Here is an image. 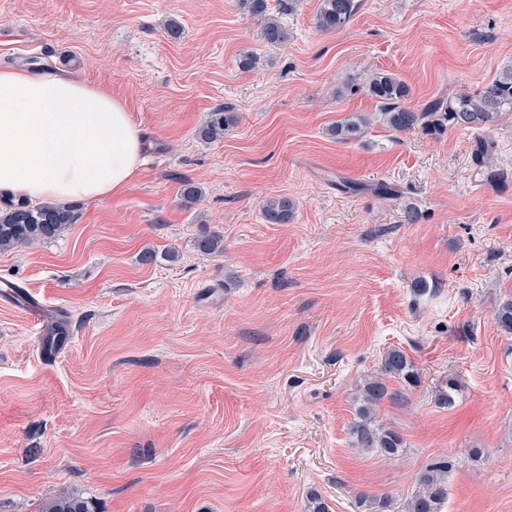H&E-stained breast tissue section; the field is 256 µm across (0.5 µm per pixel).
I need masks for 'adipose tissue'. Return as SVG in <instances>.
Listing matches in <instances>:
<instances>
[{
  "mask_svg": "<svg viewBox=\"0 0 512 512\" xmlns=\"http://www.w3.org/2000/svg\"><path fill=\"white\" fill-rule=\"evenodd\" d=\"M142 142L124 103L74 77L0 69V193L63 204L122 193Z\"/></svg>",
  "mask_w": 512,
  "mask_h": 512,
  "instance_id": "ef3b65f1",
  "label": "adipose tissue"
}]
</instances>
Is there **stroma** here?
<instances>
[{
  "mask_svg": "<svg viewBox=\"0 0 512 512\" xmlns=\"http://www.w3.org/2000/svg\"><path fill=\"white\" fill-rule=\"evenodd\" d=\"M356 2L326 34L321 0H268L280 46L240 0H0V68L107 89L146 156L121 195L71 203L55 240L0 253V282L68 323L47 354L45 327L0 305V512L61 492L97 512H312L313 490L329 512H406L439 461L442 512H512V336L494 319L512 297V114L480 164L475 130L392 131L362 90L380 69L418 110L480 93L512 68V0ZM219 107L235 124L201 140ZM356 112L359 138L330 135ZM281 197L293 220L265 223ZM391 348L419 380L388 379L401 396L374 413L404 441L389 460L350 427Z\"/></svg>",
  "mask_w": 512,
  "mask_h": 512,
  "instance_id": "stroma-1",
  "label": "stroma"
}]
</instances>
